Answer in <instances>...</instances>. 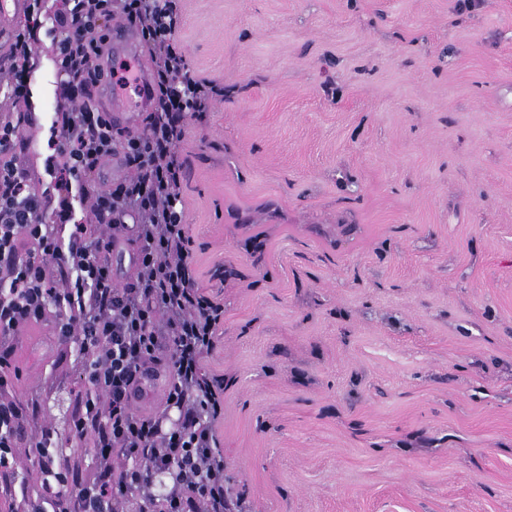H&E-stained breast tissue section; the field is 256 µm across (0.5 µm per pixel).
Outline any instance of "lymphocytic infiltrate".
<instances>
[{
	"label": "lymphocytic infiltrate",
	"mask_w": 512,
	"mask_h": 512,
	"mask_svg": "<svg viewBox=\"0 0 512 512\" xmlns=\"http://www.w3.org/2000/svg\"><path fill=\"white\" fill-rule=\"evenodd\" d=\"M44 2L28 0V22L7 42L13 63L0 72L12 101L31 102L30 62L48 36L56 110L38 165L22 152L36 117L0 119V502L28 512H226L224 387L204 369L224 305L197 282L179 155L188 123L205 119L224 86L188 68L181 0H59L51 13ZM116 18L140 35L156 102L131 131L88 96L107 77L99 59ZM125 245L132 273L121 278L112 256ZM36 325L77 351L84 391L69 443L92 449L91 470L62 463L59 435L11 393L16 344ZM150 384L161 402L144 413L137 400ZM23 457L52 469L39 491L16 467Z\"/></svg>",
	"instance_id": "f902f5d3"
}]
</instances>
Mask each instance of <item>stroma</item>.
<instances>
[{
    "mask_svg": "<svg viewBox=\"0 0 512 512\" xmlns=\"http://www.w3.org/2000/svg\"><path fill=\"white\" fill-rule=\"evenodd\" d=\"M180 150L242 512H512V0H182ZM12 390L68 431L73 351Z\"/></svg>",
    "mask_w": 512,
    "mask_h": 512,
    "instance_id": "35a3bbf8",
    "label": "stroma"
}]
</instances>
